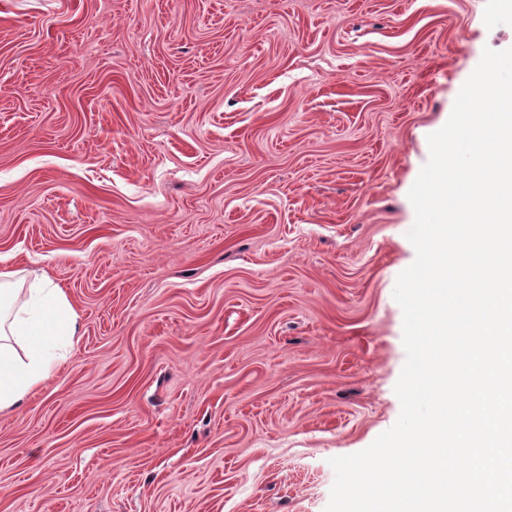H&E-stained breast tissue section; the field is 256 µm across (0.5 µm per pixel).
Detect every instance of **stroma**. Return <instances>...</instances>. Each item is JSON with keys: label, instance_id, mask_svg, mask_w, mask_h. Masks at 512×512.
Segmentation results:
<instances>
[{"label": "stroma", "instance_id": "stroma-1", "mask_svg": "<svg viewBox=\"0 0 512 512\" xmlns=\"http://www.w3.org/2000/svg\"><path fill=\"white\" fill-rule=\"evenodd\" d=\"M512 0H0V256L78 333L0 512H325L397 421L408 193Z\"/></svg>", "mask_w": 512, "mask_h": 512}]
</instances>
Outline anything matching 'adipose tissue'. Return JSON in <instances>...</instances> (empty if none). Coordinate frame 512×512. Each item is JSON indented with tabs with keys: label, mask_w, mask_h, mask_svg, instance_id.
<instances>
[{
	"label": "adipose tissue",
	"mask_w": 512,
	"mask_h": 512,
	"mask_svg": "<svg viewBox=\"0 0 512 512\" xmlns=\"http://www.w3.org/2000/svg\"><path fill=\"white\" fill-rule=\"evenodd\" d=\"M76 334V314L49 277L25 289L15 271H0V412L20 406L54 372Z\"/></svg>",
	"instance_id": "1"
}]
</instances>
